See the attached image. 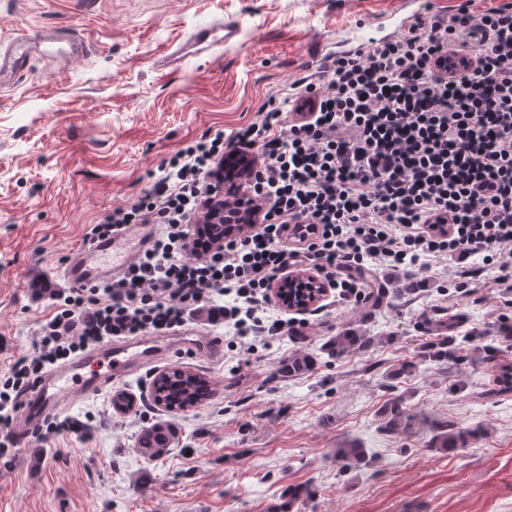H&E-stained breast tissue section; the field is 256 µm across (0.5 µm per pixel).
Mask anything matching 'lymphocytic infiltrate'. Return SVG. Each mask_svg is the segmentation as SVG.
Instances as JSON below:
<instances>
[{
	"instance_id": "1",
	"label": "lymphocytic infiltrate",
	"mask_w": 512,
	"mask_h": 512,
	"mask_svg": "<svg viewBox=\"0 0 512 512\" xmlns=\"http://www.w3.org/2000/svg\"><path fill=\"white\" fill-rule=\"evenodd\" d=\"M474 4L325 59L258 121L186 144L136 201L91 225L90 243L134 224L157 230L123 275L57 297L33 353L0 373V457L16 450L21 397L90 347L173 332L202 308L253 349L291 334L268 293L292 267L348 299L361 297L370 269L427 272L439 257L478 255L511 298L512 264L500 255L512 246V0ZM444 54L464 68L440 76ZM231 157L253 159L248 189L262 215L216 246L189 227Z\"/></svg>"
}]
</instances>
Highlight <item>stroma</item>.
Segmentation results:
<instances>
[{
    "label": "stroma",
    "instance_id": "1",
    "mask_svg": "<svg viewBox=\"0 0 512 512\" xmlns=\"http://www.w3.org/2000/svg\"><path fill=\"white\" fill-rule=\"evenodd\" d=\"M400 0H0V42L57 29L48 64L0 89V371L32 351L40 323L67 290L61 274L89 225L162 175L164 160L207 130L257 119L271 98L335 54L338 41L387 25ZM235 26L214 56L172 71L158 57L202 25ZM477 274L471 294L461 272ZM385 297L370 318L329 294L305 311L297 333L272 348L165 352L155 367L118 383L134 399L112 407V391L66 399L56 432L31 436L0 459V512H274L289 486L313 498L290 512H512V394L476 399L484 368L432 366L389 384L386 374L416 353L421 316L462 314L464 327L495 335L512 304L479 256L440 258L431 274L380 268ZM375 336L373 353L318 362L304 375L278 369L298 349L319 347L348 323ZM174 367L203 374L215 394L170 412L151 381ZM116 389V390H117ZM417 415L394 434L379 414L392 391ZM482 427L454 454L430 448L431 420ZM176 436L157 460L142 457L143 427ZM367 448L369 464L337 459L342 444Z\"/></svg>",
    "mask_w": 512,
    "mask_h": 512
}]
</instances>
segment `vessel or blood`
Wrapping results in <instances>:
<instances>
[{
	"instance_id": "obj_1",
	"label": "vessel or blood",
	"mask_w": 512,
	"mask_h": 512,
	"mask_svg": "<svg viewBox=\"0 0 512 512\" xmlns=\"http://www.w3.org/2000/svg\"><path fill=\"white\" fill-rule=\"evenodd\" d=\"M227 29L212 25L196 30L191 37L193 45L209 55L223 47ZM33 43L17 41L0 49V85L20 72ZM153 228L140 225L124 233L98 241L89 247L73 251L64 267L63 276L79 285L104 279L124 272L152 242ZM182 343L192 346L208 363L223 361L222 343L201 340L185 330ZM162 347L157 340L127 338L109 342L84 352L73 361L64 363L46 373L37 388L23 403L19 433L41 425L56 412L69 397L99 393L112 384L125 381L151 367L159 358Z\"/></svg>"
}]
</instances>
